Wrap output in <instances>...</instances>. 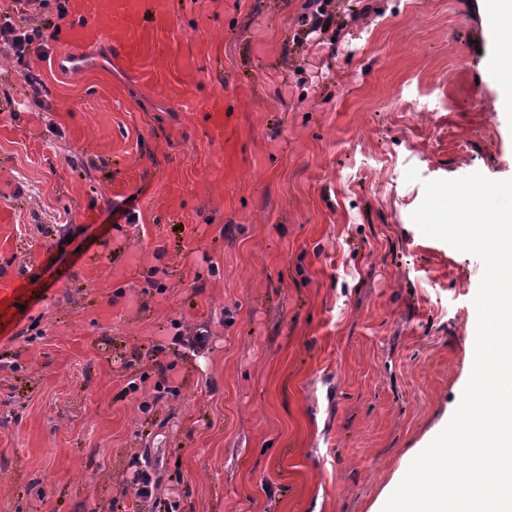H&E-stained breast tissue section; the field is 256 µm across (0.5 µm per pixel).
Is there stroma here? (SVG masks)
<instances>
[{
  "label": "stroma",
  "mask_w": 512,
  "mask_h": 512,
  "mask_svg": "<svg viewBox=\"0 0 512 512\" xmlns=\"http://www.w3.org/2000/svg\"><path fill=\"white\" fill-rule=\"evenodd\" d=\"M335 4L332 52L295 48L302 0H185L170 19L163 44L187 52L207 15L224 52L198 73L254 88L230 100L245 181L189 193L188 224L115 221L106 196L134 169L125 196L160 210L174 176L220 156L186 105L93 46L86 66L110 68L136 109L83 94L63 120L59 89L82 70L45 82L38 106L0 51V116L17 127L0 137L16 235L0 270L19 275L0 299V512L132 504L139 452L178 512H381L448 424L484 265L411 215L426 181L512 179L497 33L481 0ZM116 235L123 250L106 251ZM162 264L161 291L147 277ZM155 345L163 377L135 356Z\"/></svg>",
  "instance_id": "stroma-1"
}]
</instances>
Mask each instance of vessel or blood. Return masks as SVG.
<instances>
[{
	"label": "vessel or blood",
	"instance_id": "b4317fda",
	"mask_svg": "<svg viewBox=\"0 0 512 512\" xmlns=\"http://www.w3.org/2000/svg\"><path fill=\"white\" fill-rule=\"evenodd\" d=\"M74 20L60 40L58 54L42 59L48 78L59 75L60 60L70 58L91 45L107 42L112 56L149 90H159L166 97L189 100L191 110L184 115L187 125L203 130L223 149L213 168L225 183L238 186L245 177V159L237 113L228 109L229 99L220 88L200 92L196 86L165 78L170 53L158 39L160 24L172 17L175 0H70ZM83 87L94 94L109 95L125 102L123 91L113 86L107 72L89 69Z\"/></svg>",
	"mask_w": 512,
	"mask_h": 512
}]
</instances>
